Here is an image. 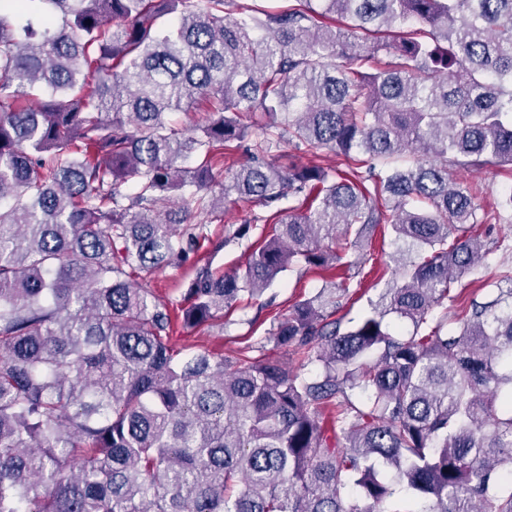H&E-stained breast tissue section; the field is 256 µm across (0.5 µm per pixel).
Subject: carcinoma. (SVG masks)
Listing matches in <instances>:
<instances>
[{
    "mask_svg": "<svg viewBox=\"0 0 512 512\" xmlns=\"http://www.w3.org/2000/svg\"><path fill=\"white\" fill-rule=\"evenodd\" d=\"M300 2L0 0V512H512V267L433 315L512 223L448 173L512 167V0ZM230 196L280 229L222 273ZM379 224L427 255L345 328ZM189 257L176 308L130 281ZM294 263L332 272L271 332L315 377L174 354ZM205 111V102L198 100L193 105H190L186 111L169 114L168 121L175 128L191 130L205 120L207 117V112ZM279 155H282V157L279 159L280 163H283L284 165H288V155L296 154L298 155L297 160L300 163L303 164H316L320 165L322 167L328 168V169H336V168H343L340 164L343 162L342 158L340 156H336L333 153H329L327 151L322 152L318 157H308V156H302L301 154H297L291 146H288L287 144L283 145L281 147V151L278 153Z\"/></svg>",
    "mask_w": 512,
    "mask_h": 512,
    "instance_id": "obj_1",
    "label": "carcinoma"
}]
</instances>
